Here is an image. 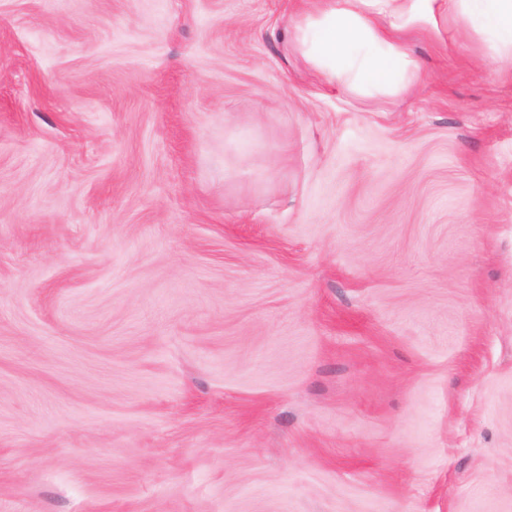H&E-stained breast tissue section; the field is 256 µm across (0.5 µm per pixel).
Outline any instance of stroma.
<instances>
[{"mask_svg":"<svg viewBox=\"0 0 512 512\" xmlns=\"http://www.w3.org/2000/svg\"><path fill=\"white\" fill-rule=\"evenodd\" d=\"M308 0H0V512H512V70ZM292 18L293 43L329 85L346 83L359 94L395 95L421 82L420 63L402 33L421 28L440 37V21L454 15L485 26L512 58V0H318Z\"/></svg>","mask_w":512,"mask_h":512,"instance_id":"35a3bbf8","label":"stroma"}]
</instances>
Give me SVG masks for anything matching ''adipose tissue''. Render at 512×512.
<instances>
[{"mask_svg": "<svg viewBox=\"0 0 512 512\" xmlns=\"http://www.w3.org/2000/svg\"><path fill=\"white\" fill-rule=\"evenodd\" d=\"M485 26L502 50L512 51V0H319L292 18L293 43L326 84L345 83L359 94L395 95L423 73L402 34H439L448 14Z\"/></svg>", "mask_w": 512, "mask_h": 512, "instance_id": "obj_1", "label": "adipose tissue"}]
</instances>
